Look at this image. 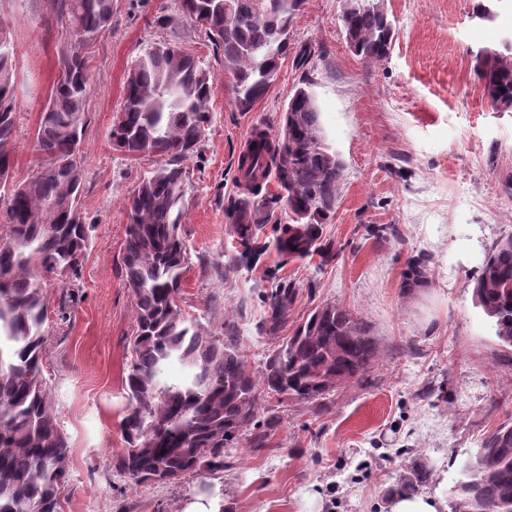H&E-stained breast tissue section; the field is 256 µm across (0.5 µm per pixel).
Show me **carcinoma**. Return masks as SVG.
Segmentation results:
<instances>
[{"label": "carcinoma", "mask_w": 512, "mask_h": 512, "mask_svg": "<svg viewBox=\"0 0 512 512\" xmlns=\"http://www.w3.org/2000/svg\"><path fill=\"white\" fill-rule=\"evenodd\" d=\"M71 29L60 71L36 133L43 162L26 182L9 184L14 162L15 47L0 54V187L7 191L0 240V512H59V489L69 479V443L58 426L50 389L42 378L49 309L43 283L51 275L80 280L93 225L80 207L82 136L87 123L90 72L82 54L112 25V0H54ZM176 13L205 32L222 52L241 112L272 85L288 55L289 28L306 0H176ZM494 0L472 11L480 22L497 16ZM342 21L350 51L367 63L391 53L392 21L380 0H344ZM474 73L500 112H512V42L475 55ZM211 76L181 47L147 48L128 70L123 107L114 123L112 148L130 157L151 154L161 165L143 178L128 203L122 262L134 299L131 370L125 380L129 406L119 423L125 448L112 469L134 484L176 483L190 475L224 473L227 450L253 424L257 393L304 402L327 398L367 370L380 356L364 321L333 303L316 307L294 334L253 371L236 342L217 339L179 306L188 249L181 234L183 161L199 153L209 126ZM313 81L295 90L274 134L256 129L237 162L238 180L255 191L274 177L280 191L265 206L284 203L292 223L281 229L278 251L292 259L314 254L327 262L333 247L322 224L336 212L342 164L326 143ZM234 232L247 252L261 257L256 232L260 207L235 206ZM296 289L276 285L268 295L263 331L288 322ZM473 302L494 335L512 346V236L500 239L478 269ZM176 359L188 376L163 381ZM451 512H512V425L482 439L453 487Z\"/></svg>", "instance_id": "1"}]
</instances>
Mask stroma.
Masks as SVG:
<instances>
[{
  "mask_svg": "<svg viewBox=\"0 0 512 512\" xmlns=\"http://www.w3.org/2000/svg\"><path fill=\"white\" fill-rule=\"evenodd\" d=\"M173 0H112V24L87 49L91 89L83 135L82 211L93 224L76 299L66 321L51 320L42 377L70 445L63 512H183L212 485L224 512H388L410 464L427 478L419 493L451 512L452 488L469 452L512 424V347L494 336L472 294L484 256L512 235V112L497 111L474 75V55L512 34V0L494 22L471 18L472 0H383L394 48L368 64L350 51L343 0H306L292 18L291 48L323 51L308 68L292 56L250 111L233 104L223 57L189 22L157 24ZM0 24L17 55L14 164L27 180L40 157L34 137L59 75L65 26L53 0H0ZM159 42H176L213 77L211 122L198 155L186 160L181 232L190 253L180 306L209 334L234 336L252 370L310 310L346 306L369 326L382 357L336 388L323 404L260 395L257 421L277 416L265 447L245 429L218 476L136 485L112 471L124 448L119 422L128 404V338L135 321L122 263L128 197L160 161L129 158L110 133L131 63ZM312 79L326 141L343 163L336 211L323 226L334 258L288 259L276 248L290 223L271 206L258 233L261 259L232 275L241 250L234 204H260L269 181L248 194L237 158L255 129L276 131L295 87ZM427 282L403 284L410 262ZM297 290L287 323L263 331L264 292Z\"/></svg>",
  "mask_w": 512,
  "mask_h": 512,
  "instance_id": "1",
  "label": "stroma"
}]
</instances>
